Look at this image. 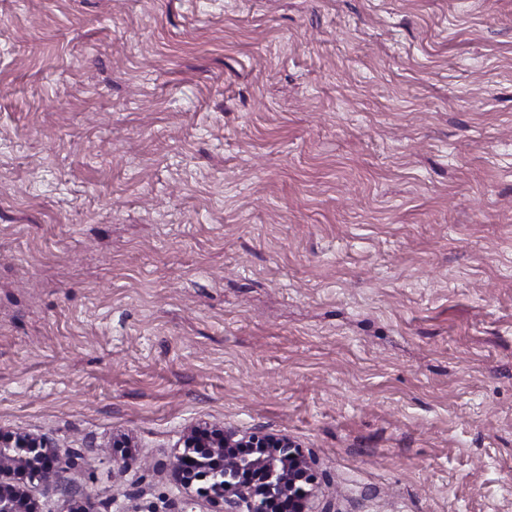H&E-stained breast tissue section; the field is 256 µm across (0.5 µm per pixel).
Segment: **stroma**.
Instances as JSON below:
<instances>
[{
  "label": "stroma",
  "instance_id": "1",
  "mask_svg": "<svg viewBox=\"0 0 512 512\" xmlns=\"http://www.w3.org/2000/svg\"><path fill=\"white\" fill-rule=\"evenodd\" d=\"M194 425L512 512V0H0V435L221 512Z\"/></svg>",
  "mask_w": 512,
  "mask_h": 512
}]
</instances>
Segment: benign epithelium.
Segmentation results:
<instances>
[{"label":"benign epithelium","mask_w":512,"mask_h":512,"mask_svg":"<svg viewBox=\"0 0 512 512\" xmlns=\"http://www.w3.org/2000/svg\"><path fill=\"white\" fill-rule=\"evenodd\" d=\"M255 446L254 440L236 437L207 428H192L184 438L185 453L173 462L176 477L185 471L204 470L224 473L225 486L235 489L228 497L204 485L201 492L224 500V512H271L267 494H277L288 512H305L309 491L305 477L311 474L312 460L307 458L288 437H271L263 447L276 452L247 459L233 449ZM13 470L30 480L51 482L65 492H72L66 474L70 470L67 457L40 437L18 433L5 438L0 435V472ZM0 512H36L28 492L14 486L0 485Z\"/></svg>","instance_id":"obj_1"}]
</instances>
